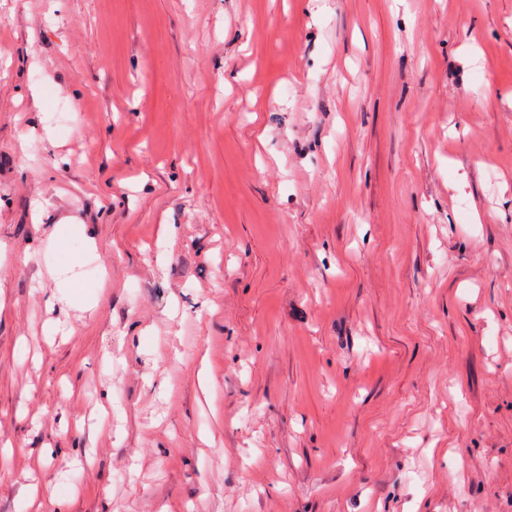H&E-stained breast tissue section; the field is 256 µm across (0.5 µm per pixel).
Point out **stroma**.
<instances>
[{"mask_svg": "<svg viewBox=\"0 0 512 512\" xmlns=\"http://www.w3.org/2000/svg\"><path fill=\"white\" fill-rule=\"evenodd\" d=\"M0 512H512V0H0Z\"/></svg>", "mask_w": 512, "mask_h": 512, "instance_id": "35a3bbf8", "label": "stroma"}]
</instances>
